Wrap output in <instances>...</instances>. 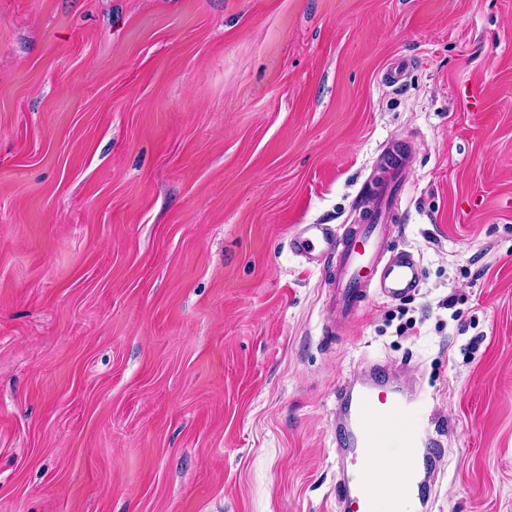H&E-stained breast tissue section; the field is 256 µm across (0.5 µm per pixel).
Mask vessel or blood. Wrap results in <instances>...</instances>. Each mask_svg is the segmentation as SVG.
<instances>
[{
  "label": "vessel or blood",
  "mask_w": 512,
  "mask_h": 512,
  "mask_svg": "<svg viewBox=\"0 0 512 512\" xmlns=\"http://www.w3.org/2000/svg\"><path fill=\"white\" fill-rule=\"evenodd\" d=\"M413 160L411 150L403 145L384 153L377 179L359 208L358 223L344 232H333L325 224L304 227L301 247L306 259L319 252L331 261L328 305L333 328L353 321L370 292L400 300L420 286L417 260L389 243ZM340 396L335 434L339 465L347 475L336 493L337 512H403L406 501L426 502L421 475L432 464L434 438L422 420L420 392L377 365L344 384ZM381 451L397 454L405 463L398 492H382L369 477L374 455Z\"/></svg>",
  "instance_id": "vessel-or-blood-1"
}]
</instances>
